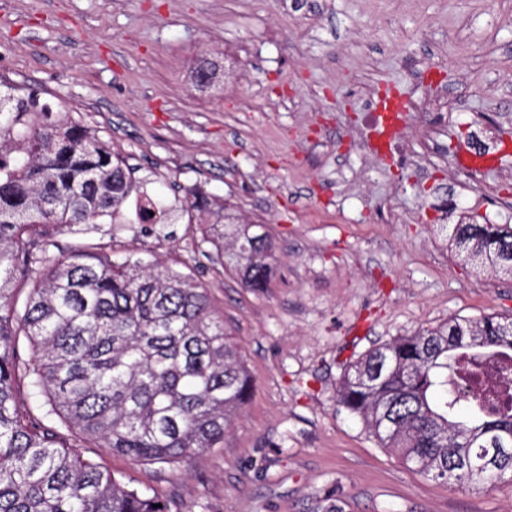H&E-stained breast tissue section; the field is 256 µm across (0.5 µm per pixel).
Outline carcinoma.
<instances>
[{
	"label": "carcinoma",
	"mask_w": 512,
	"mask_h": 512,
	"mask_svg": "<svg viewBox=\"0 0 512 512\" xmlns=\"http://www.w3.org/2000/svg\"><path fill=\"white\" fill-rule=\"evenodd\" d=\"M0 512H171L76 449L94 442L137 463L176 466L216 447L253 381L208 289L192 274L104 243L53 253L58 232L114 216L134 169L81 120L0 82ZM185 213L208 211L197 243L245 288H264L273 241L261 224H226L203 190ZM141 220L171 210L149 196ZM448 245L478 269L512 275V228L444 224ZM28 272L23 311L15 271ZM32 357L19 363L16 338ZM474 348L512 350V318H455L397 336L350 363L336 403L423 477L483 490L512 476V404L501 392L466 404L456 382ZM25 387L32 402L17 399Z\"/></svg>",
	"instance_id": "obj_1"
}]
</instances>
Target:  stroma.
<instances>
[{
  "label": "stroma",
  "instance_id": "stroma-1",
  "mask_svg": "<svg viewBox=\"0 0 512 512\" xmlns=\"http://www.w3.org/2000/svg\"><path fill=\"white\" fill-rule=\"evenodd\" d=\"M225 63L206 92L184 85L195 60ZM442 74L440 83L415 73ZM33 91L134 168L116 218L75 241L107 243L193 273L237 344L254 387L222 443L177 467L89 446L85 458L178 512H512V482L489 490L425 480L336 404V381L374 345L451 318L512 316V276L454 257L432 199L477 224L512 225V153L478 192L448 188L365 143L351 86L414 97L468 87L443 151L467 147L469 116L492 122L490 149L512 144V0H0V80ZM201 186L274 243L266 288L248 290L186 220L142 222V194L178 206ZM391 205L395 219L374 223Z\"/></svg>",
  "mask_w": 512,
  "mask_h": 512
}]
</instances>
